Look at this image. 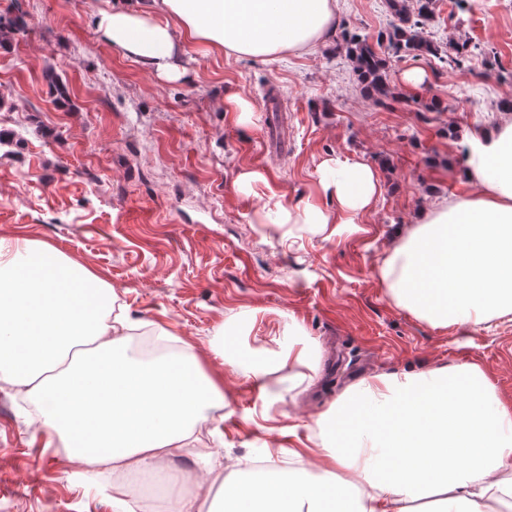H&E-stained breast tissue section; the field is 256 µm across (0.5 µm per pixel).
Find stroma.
<instances>
[{
  "mask_svg": "<svg viewBox=\"0 0 512 512\" xmlns=\"http://www.w3.org/2000/svg\"><path fill=\"white\" fill-rule=\"evenodd\" d=\"M112 0H0L29 35L0 48V238L51 244L109 283L140 329L169 330L198 350L229 330L242 349L279 354L289 323L315 347V384L303 368L269 401L222 372L220 428L199 442L225 471L241 459L275 464L318 441L315 421L353 384L478 364L512 405V315L440 329L398 307L377 269L400 231L435 198L466 192L458 143L512 100V0H435L425 34L478 46L464 67L389 54L394 99L368 97L342 38L272 60L207 55L188 46L190 79L166 83L105 44L95 15ZM340 28L377 39L393 20L386 0H337ZM54 68L69 98L44 79ZM420 70L417 86L403 72ZM256 108L251 127L224 117L226 94ZM364 159L381 191L354 224L321 230L256 217L269 194L291 205L324 196L325 160ZM266 181L238 192L237 174ZM38 409L0 382V512H113L104 482L74 478L75 464L35 437Z\"/></svg>",
  "mask_w": 512,
  "mask_h": 512,
  "instance_id": "35a3bbf8",
  "label": "stroma"
}]
</instances>
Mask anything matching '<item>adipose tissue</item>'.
Masks as SVG:
<instances>
[{
	"mask_svg": "<svg viewBox=\"0 0 512 512\" xmlns=\"http://www.w3.org/2000/svg\"><path fill=\"white\" fill-rule=\"evenodd\" d=\"M336 24V0H114L95 18L103 41L167 82L187 77V45L273 59L310 51ZM464 145L470 192L436 198L378 269L395 304L436 328L512 314V115L472 130ZM319 174L335 211L296 210L273 195L264 223L353 224L380 192L362 160ZM115 301L112 287L50 245L0 239V374L41 401L44 447L61 441L79 465L148 472L191 455L224 388L190 343L151 362L131 356L133 325ZM80 341L92 354L65 364ZM214 353L259 387L272 371L314 363L298 339L272 360L221 345ZM321 421L332 445L316 469L300 448L294 477L225 480L223 512H412L430 495L440 512H512V408L478 365L372 375Z\"/></svg>",
	"mask_w": 512,
	"mask_h": 512,
	"instance_id": "obj_1",
	"label": "adipose tissue"
}]
</instances>
